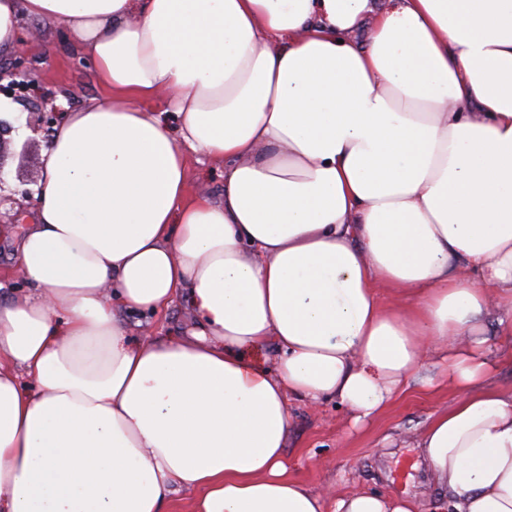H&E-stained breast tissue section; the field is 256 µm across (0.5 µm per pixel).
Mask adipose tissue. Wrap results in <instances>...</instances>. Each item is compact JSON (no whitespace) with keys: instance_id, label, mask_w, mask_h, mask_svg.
I'll list each match as a JSON object with an SVG mask.
<instances>
[{"instance_id":"obj_1","label":"adipose tissue","mask_w":512,"mask_h":512,"mask_svg":"<svg viewBox=\"0 0 512 512\" xmlns=\"http://www.w3.org/2000/svg\"><path fill=\"white\" fill-rule=\"evenodd\" d=\"M26 16L105 94L55 128L0 290V512H418L286 450L291 401L361 423L429 365L435 512H512V0H0V55ZM178 297L186 335L119 313ZM187 156V193L191 196L207 194L219 197L224 193V171L211 166L205 158L184 149Z\"/></svg>"}]
</instances>
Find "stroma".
I'll return each mask as SVG.
<instances>
[{"instance_id": "obj_1", "label": "stroma", "mask_w": 512, "mask_h": 512, "mask_svg": "<svg viewBox=\"0 0 512 512\" xmlns=\"http://www.w3.org/2000/svg\"><path fill=\"white\" fill-rule=\"evenodd\" d=\"M21 35L28 45L24 60L0 57L2 68L22 63L33 84L25 101L10 105L6 118L15 131L0 160V192L15 199L13 206L0 209V222L19 230L33 221L34 195L49 142L44 131L29 128V120L37 112L78 111L103 95L93 65L77 53L66 28L26 17ZM187 192L223 195V170L200 154L188 153ZM452 398L451 387L431 393L418 381L376 419L360 427L353 425L344 407L296 402L287 441L289 470L334 497L359 491L395 494L415 498L419 512H433L442 492L420 454L418 440L428 417Z\"/></svg>"}]
</instances>
